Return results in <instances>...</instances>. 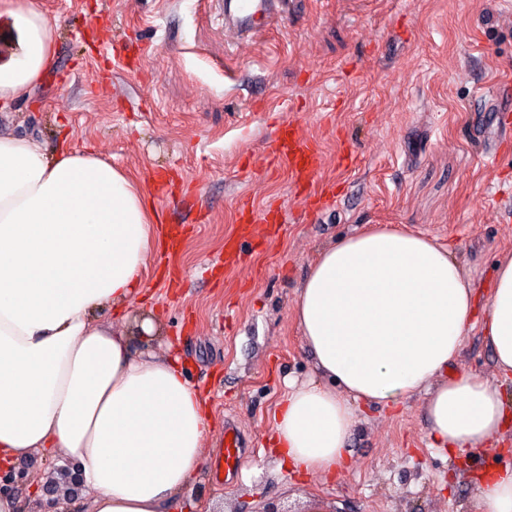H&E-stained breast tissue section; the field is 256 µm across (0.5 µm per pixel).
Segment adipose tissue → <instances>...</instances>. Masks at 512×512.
<instances>
[{"mask_svg": "<svg viewBox=\"0 0 512 512\" xmlns=\"http://www.w3.org/2000/svg\"><path fill=\"white\" fill-rule=\"evenodd\" d=\"M0 43L7 106L53 68L56 28L33 0H0ZM155 220L125 171L0 133V464L45 449L80 463L91 512H169L203 465L210 411L178 359L133 352L93 316L144 294ZM476 309L426 236L384 226L320 250L293 317L322 379L288 385L271 433L282 463L334 474L352 457L355 403L422 390L433 447L474 455L500 440L512 416L499 385L449 370ZM482 332L497 374L512 375V254L495 266ZM477 500L512 512V470L485 472Z\"/></svg>", "mask_w": 512, "mask_h": 512, "instance_id": "1", "label": "adipose tissue"}]
</instances>
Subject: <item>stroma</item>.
<instances>
[{
	"label": "stroma",
	"mask_w": 512,
	"mask_h": 512,
	"mask_svg": "<svg viewBox=\"0 0 512 512\" xmlns=\"http://www.w3.org/2000/svg\"><path fill=\"white\" fill-rule=\"evenodd\" d=\"M34 2L57 26L56 63L0 110V132L112 162L181 230L173 251L149 256L145 297L95 312L134 351L176 353L208 401L204 467L171 512H298L313 493L336 512H477L471 478L512 466V430L473 457L431 447L426 393L358 405L353 462L333 478L280 467L269 435L288 382L317 376L292 307L319 250L372 224L436 238L486 309L512 252V138L482 155L474 104L512 74V0H295L250 39L225 28L224 0ZM287 122L319 152L312 180L267 159ZM455 366L494 378L481 327ZM228 422L245 464L219 483ZM63 463L47 452L15 464L21 512H47L37 486Z\"/></svg>",
	"instance_id": "obj_1"
}]
</instances>
